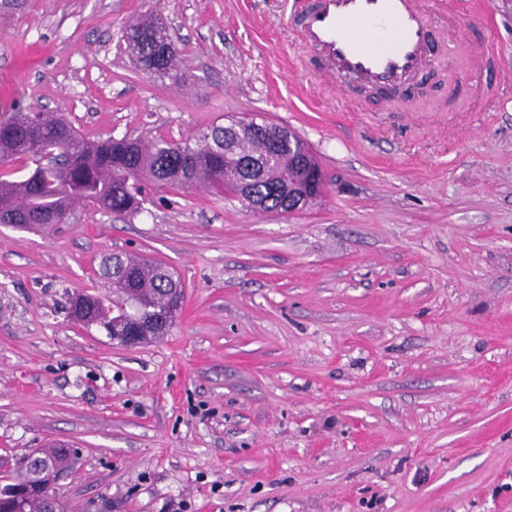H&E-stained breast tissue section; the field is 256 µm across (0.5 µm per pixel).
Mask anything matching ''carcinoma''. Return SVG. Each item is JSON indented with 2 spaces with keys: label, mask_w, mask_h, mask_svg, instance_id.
<instances>
[{
  "label": "carcinoma",
  "mask_w": 512,
  "mask_h": 512,
  "mask_svg": "<svg viewBox=\"0 0 512 512\" xmlns=\"http://www.w3.org/2000/svg\"><path fill=\"white\" fill-rule=\"evenodd\" d=\"M163 30V23L150 16L129 26L126 38L139 63L171 77L178 72L177 54ZM290 159L317 163L288 148L287 130L252 118L214 126L194 142L157 137L91 141L62 112L13 108L0 116V224L24 229L66 224L80 207L134 215L143 204L135 192L141 179L208 191L237 185L247 197L264 202V211L285 213L288 188L282 176ZM96 275L107 292L73 294V322L86 328L99 324L110 336H139L143 342L167 334L182 302L180 278L167 265L109 253ZM130 299L141 304L135 314L124 310ZM69 464V453L54 447L30 455L26 463L0 456V512H48L45 494L36 488L35 467L61 471ZM19 489L25 490L20 501Z\"/></svg>",
  "instance_id": "carcinoma-1"
}]
</instances>
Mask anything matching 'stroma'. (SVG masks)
I'll return each instance as SVG.
<instances>
[{
	"label": "stroma",
	"instance_id": "1",
	"mask_svg": "<svg viewBox=\"0 0 512 512\" xmlns=\"http://www.w3.org/2000/svg\"><path fill=\"white\" fill-rule=\"evenodd\" d=\"M153 14L181 82L122 38ZM434 14L445 63L411 87L308 82L286 0H23L0 10V112L86 138L293 130L316 204L143 183V209L0 224V455L73 449L66 512H512V0ZM489 42L494 70L460 65ZM169 264L182 310L131 347L70 321L106 253Z\"/></svg>",
	"mask_w": 512,
	"mask_h": 512
}]
</instances>
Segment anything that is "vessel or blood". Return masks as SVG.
<instances>
[{
	"instance_id": "b4317fda",
	"label": "vessel or blood",
	"mask_w": 512,
	"mask_h": 512,
	"mask_svg": "<svg viewBox=\"0 0 512 512\" xmlns=\"http://www.w3.org/2000/svg\"><path fill=\"white\" fill-rule=\"evenodd\" d=\"M470 24L483 0H438ZM300 43L313 54V79L341 86L396 88L432 63L434 26L422 0H289Z\"/></svg>"
}]
</instances>
